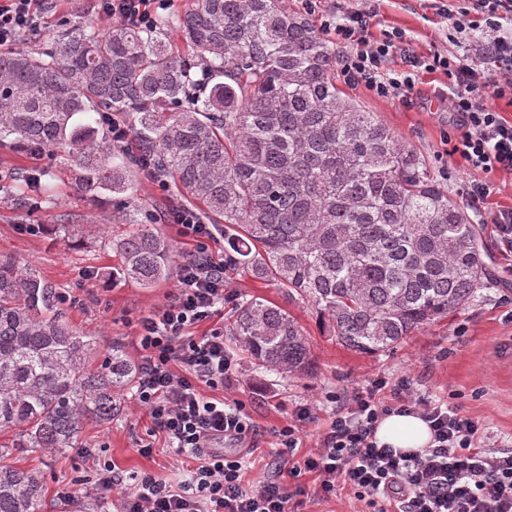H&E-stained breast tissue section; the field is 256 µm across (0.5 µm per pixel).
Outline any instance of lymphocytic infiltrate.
Returning <instances> with one entry per match:
<instances>
[{
  "label": "lymphocytic infiltrate",
  "mask_w": 512,
  "mask_h": 512,
  "mask_svg": "<svg viewBox=\"0 0 512 512\" xmlns=\"http://www.w3.org/2000/svg\"><path fill=\"white\" fill-rule=\"evenodd\" d=\"M44 2L0 0V48L40 27ZM171 2L98 0V11L104 19L148 27ZM472 2L469 8L444 9L443 17L455 33L479 32L486 54L499 64L494 78L463 54L418 55L399 29L372 38L376 9L370 0H351L343 20H324L321 29L335 38L336 65L345 81L377 97L406 98L423 69L447 75L448 85L438 95L447 100L461 130L451 152L472 173L463 195L479 219L492 224L500 249L512 253V208L485 210L498 191L496 175H512V121L490 104L512 96V19L501 12L504 0ZM474 7L481 11L476 20L469 17ZM168 217L196 251L181 263L172 299L142 321L135 399L150 415L155 432L194 465L184 481L171 486L148 472L123 475L107 463L84 494L102 500L119 492L120 512H293V495L281 481L245 482L246 451L228 455L216 447L256 433L242 403L230 405L215 395L234 367L223 329L203 336L190 333L223 303L224 266L210 257L211 230L196 212L175 206ZM393 414L423 418L431 432L429 446L405 453L379 444L378 425ZM288 473L312 475L314 501L349 487L364 512H512V448L489 444L482 424L458 407L416 393L407 378L392 385L379 380L354 391L345 406L329 415L316 451L293 461Z\"/></svg>",
  "instance_id": "f902f5d3"
}]
</instances>
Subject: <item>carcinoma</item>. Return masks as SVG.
Masks as SVG:
<instances>
[{
    "label": "carcinoma",
    "instance_id": "1",
    "mask_svg": "<svg viewBox=\"0 0 512 512\" xmlns=\"http://www.w3.org/2000/svg\"><path fill=\"white\" fill-rule=\"evenodd\" d=\"M185 45L173 47L170 31ZM125 121L137 156L112 147L90 114ZM0 142L65 153L76 191L122 200L145 157L176 200L224 225V279L246 275L312 308L355 352L396 348L466 306L487 276L481 230L420 152L342 96L336 49L282 0H190L150 28L62 29L34 51L0 50ZM136 228L117 242L123 277L152 286L170 274L168 240ZM66 246L83 225L55 224ZM224 333L254 369L308 379L309 335L284 306L224 294ZM63 296L38 271L0 254V512H44L41 479L13 464L20 448L58 453L90 423L121 414L138 368L115 346L74 329Z\"/></svg>",
    "mask_w": 512,
    "mask_h": 512
}]
</instances>
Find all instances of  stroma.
Segmentation results:
<instances>
[{
  "label": "stroma",
  "instance_id": "obj_1",
  "mask_svg": "<svg viewBox=\"0 0 512 512\" xmlns=\"http://www.w3.org/2000/svg\"><path fill=\"white\" fill-rule=\"evenodd\" d=\"M447 2L381 0L373 33L380 37L399 28L419 53L457 51L456 41L449 38L448 22L438 14L439 7ZM45 16V25L31 38V48L42 46L50 34L64 28L89 25L104 32L111 26L98 16L96 0H57L46 5ZM446 83V76L438 72L421 75L406 102L379 98L348 84L342 90L415 146L449 196L458 201L471 173L462 158L448 154L458 131L447 105L434 94L435 88ZM34 168L48 170L50 198L44 201L32 192L27 201H20L14 187ZM0 180L5 183L0 189V253L35 266L45 281L64 291L68 322L97 341L94 359H101L116 344L132 363H140L139 321L167 303L176 277L150 287L121 278L104 287V277L122 264L115 243L128 227L110 222L111 204L87 200L73 189L63 156L48 149L35 156L19 154L0 145ZM169 198V191L139 173L124 207L152 213L157 229L169 239L180 260L194 253L196 246L180 236L178 225L168 223ZM64 217L87 226L86 245L71 249L51 235L19 230L23 224H56ZM481 231L487 246L485 285L470 304L420 330L393 351L371 355L342 347L322 334L312 312L301 304L291 306L290 311L311 334L317 371L309 379L285 381L257 373L234 341L225 339L224 346L233 353L236 366L232 385L223 396L228 402L243 403L259 431L257 448L245 473L247 482L275 475L282 450L276 432L287 425L295 405L306 401L315 404L316 419L307 426L298 450L303 456L316 448L322 425L336 402L378 378L393 382L411 377L417 393L457 406L464 415L483 424L497 445L512 447V255L500 251L491 225H482ZM123 406L119 420L87 426L77 446L66 453L30 450L14 455L16 465L41 477L46 489L45 512H113L111 501H94L81 494L86 482L94 478L98 464L106 461L114 462L126 474L146 471L173 486L181 481V459L161 436L152 434L147 412L137 408L128 396ZM146 444L152 447L148 456L140 453ZM66 485L76 490L75 500L59 498L60 488Z\"/></svg>",
  "mask_w": 512,
  "mask_h": 512
}]
</instances>
